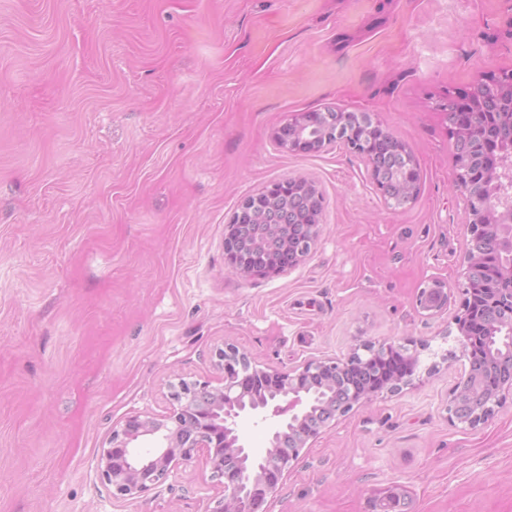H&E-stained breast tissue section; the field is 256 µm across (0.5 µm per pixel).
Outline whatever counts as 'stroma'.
Here are the masks:
<instances>
[{"label": "stroma", "instance_id": "obj_1", "mask_svg": "<svg viewBox=\"0 0 512 512\" xmlns=\"http://www.w3.org/2000/svg\"><path fill=\"white\" fill-rule=\"evenodd\" d=\"M510 68L512 0H0V512H212L201 457L133 500L99 458L172 384L219 383L227 342L259 369L365 344L416 360L300 448L263 512H512V391L476 427L448 418L469 219L441 110ZM326 109L408 146L412 203L343 145L276 146ZM288 177L323 198L311 252L230 273L239 204ZM434 278L437 313L417 304ZM224 253L227 268L230 272L240 275L242 277L254 276H275L289 271L297 266L308 253L298 251L296 254L292 252L291 242L289 237H284L282 240V248L279 253L272 254L268 257L264 267L257 268L250 266L246 263L242 254L239 252L236 242L227 235L224 239ZM288 256V262L285 258ZM417 304L425 311H438L448 304V283L433 279L418 294Z\"/></svg>", "mask_w": 512, "mask_h": 512}]
</instances>
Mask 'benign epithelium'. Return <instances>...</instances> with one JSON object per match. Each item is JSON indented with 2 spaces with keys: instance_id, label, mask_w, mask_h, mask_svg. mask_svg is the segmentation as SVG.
<instances>
[{
  "instance_id": "1",
  "label": "benign epithelium",
  "mask_w": 512,
  "mask_h": 512,
  "mask_svg": "<svg viewBox=\"0 0 512 512\" xmlns=\"http://www.w3.org/2000/svg\"><path fill=\"white\" fill-rule=\"evenodd\" d=\"M454 100L480 106L485 112H496L505 107L512 110V72L500 71L479 76L466 90L449 94ZM370 117L363 112H339V127L351 133L365 128ZM331 130L318 125L306 112L297 113L278 126L273 139L289 153L310 154L323 148ZM412 178L402 182L395 193L414 197L419 190L417 168L411 170ZM300 193L307 198L310 209L317 212L321 197L316 186L299 177H289L264 188L270 207L288 208L292 196ZM493 247L512 256V218L506 224L495 225ZM224 253L230 272L242 277L275 276L297 266L305 257L302 252H292L289 238L282 240L279 253L268 257L265 266L257 268L246 263L236 242L229 236L224 239ZM417 304L425 311H438L448 304V283L434 279L418 294ZM217 369L222 373V385L210 382L179 381L171 393V401L183 403L189 391L203 397L204 423L196 428L191 438L179 437V430L165 425L175 418L181 408L168 411L164 420L151 416H131L112 430L109 447L102 449L100 475L106 486L112 488V497L134 499L162 483L180 464L203 456L212 476L221 479L222 498L213 512H257V505L280 486L288 471L290 461L298 457L293 452L286 458L273 460V449L280 437L296 429L308 414L315 391L309 389L307 378L317 371L332 374L344 373L353 366L357 354L345 360H312L289 370H265L263 374L280 382L275 394L267 400L254 401L248 389L239 380V374L250 367L248 357L236 347L227 345L216 351ZM495 369L503 390L512 391V356L495 357ZM475 371L469 370L464 383L448 400L450 419L475 427L488 419L498 401H488L472 388ZM379 390L366 388L354 390L344 398L337 409L345 413L355 405L366 404ZM273 418L268 429V447L258 453L251 448L242 431L246 421H266ZM236 455L241 465L237 472H224V455Z\"/></svg>"
}]
</instances>
